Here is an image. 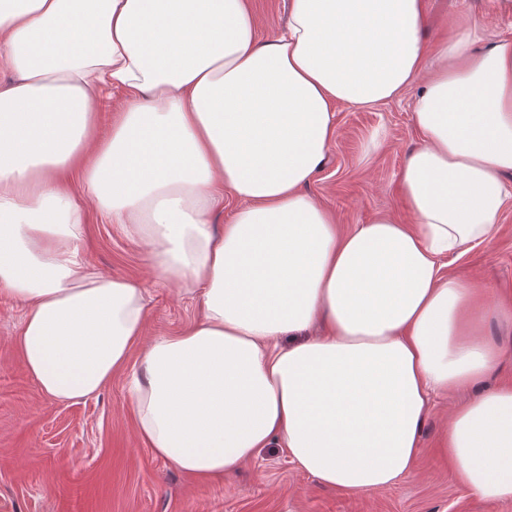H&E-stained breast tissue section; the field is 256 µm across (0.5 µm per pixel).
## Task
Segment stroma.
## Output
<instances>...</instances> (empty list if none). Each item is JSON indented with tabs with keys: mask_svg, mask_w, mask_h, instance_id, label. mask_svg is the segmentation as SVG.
Returning a JSON list of instances; mask_svg holds the SVG:
<instances>
[{
	"mask_svg": "<svg viewBox=\"0 0 512 512\" xmlns=\"http://www.w3.org/2000/svg\"><path fill=\"white\" fill-rule=\"evenodd\" d=\"M426 64L395 99L369 108L335 105L338 137L305 191L333 214L337 232L380 216L407 221L398 174L420 143L414 100L443 43L478 25L475 49L512 36V11L498 0H421ZM377 148H370L371 139ZM86 250L99 270L134 279L148 299L149 335H178L198 320V297L179 293L151 271L144 245L89 211ZM451 275L488 288L512 307V204L489 243L447 259ZM22 316L0 297V512H512V499H484L456 478L441 449L448 414L468 392L433 395L412 472L395 486L360 493L325 486L297 469L281 448L216 478H198L155 457L137 437L129 372L95 397L61 404L25 370L13 338Z\"/></svg>",
	"mask_w": 512,
	"mask_h": 512,
	"instance_id": "obj_1",
	"label": "stroma"
}]
</instances>
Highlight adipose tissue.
I'll list each match as a JSON object with an SVG mask.
<instances>
[{
  "label": "adipose tissue",
  "instance_id": "ef3b65f1",
  "mask_svg": "<svg viewBox=\"0 0 512 512\" xmlns=\"http://www.w3.org/2000/svg\"><path fill=\"white\" fill-rule=\"evenodd\" d=\"M422 26L420 0H290L266 42L247 0H0V70L18 77L0 86V295L24 308L14 343L40 391L87 398L133 367L137 435L199 477L271 447L334 489L409 474L430 393L483 381L500 350L476 334L512 323L443 262L502 219L512 39L476 53L469 27L443 45L399 173L411 221L340 235L303 187L335 104L392 100L419 74ZM112 86L128 97L98 140ZM91 207L200 294L194 325L145 339L144 288L87 258ZM443 447L473 494L512 499V386L452 409Z\"/></svg>",
  "mask_w": 512,
  "mask_h": 512
}]
</instances>
